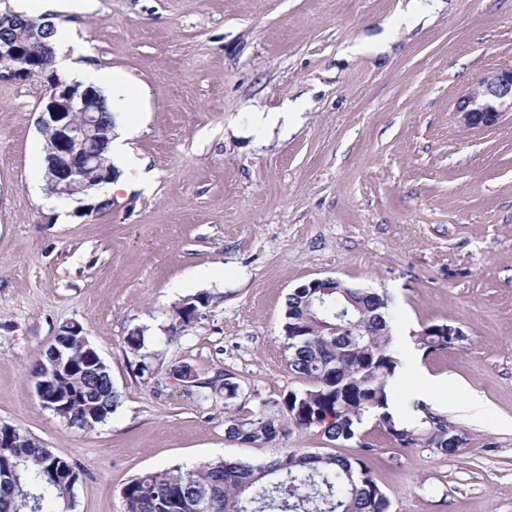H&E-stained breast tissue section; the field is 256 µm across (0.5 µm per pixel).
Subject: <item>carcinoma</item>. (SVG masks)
Instances as JSON below:
<instances>
[{"mask_svg": "<svg viewBox=\"0 0 512 512\" xmlns=\"http://www.w3.org/2000/svg\"><path fill=\"white\" fill-rule=\"evenodd\" d=\"M23 26L0 17L1 39H22ZM311 289L288 294L283 331L290 365L308 387L289 391L278 399H263L246 415L229 410L239 395L232 380L219 373L189 381L199 399L208 401L224 392L226 440L241 445L275 449L270 460L253 462L218 460L202 466H173L135 476L122 488L124 512H192L198 493L213 497V512H390V501L360 458L283 446L294 432L322 424L331 442H350L366 416L388 408L390 383L399 366L395 340L388 319V297L346 283L331 292L338 306L363 312L368 318L359 329L347 328L332 336L319 331L309 319ZM208 305L198 295L176 309L175 333L195 322L192 310ZM414 347L427 354L449 349L442 325L425 327L413 336ZM70 394L69 414L78 416L90 405L109 419L120 404L109 371L85 358L61 385ZM448 421L429 412L414 424L402 427L423 434ZM0 465L16 468L13 483L0 487V512H17L22 497L38 502V512H55L51 505L73 497L76 468L68 460L31 441L4 449Z\"/></svg>", "mask_w": 512, "mask_h": 512, "instance_id": "1", "label": "carcinoma"}]
</instances>
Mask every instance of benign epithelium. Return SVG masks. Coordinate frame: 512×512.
Returning <instances> with one entry per match:
<instances>
[{
  "mask_svg": "<svg viewBox=\"0 0 512 512\" xmlns=\"http://www.w3.org/2000/svg\"><path fill=\"white\" fill-rule=\"evenodd\" d=\"M55 64L54 48L49 46L42 55L31 53L19 42H0V78L27 80L44 76L45 66ZM101 93L92 86L85 88L76 82H67L57 72H52L48 81V92L37 127L51 146V165L46 180L53 192L74 199L78 192L88 194L98 186V180L90 173L99 172V151L105 140L99 116ZM458 122L468 129H488L499 125L504 117L512 118V66L485 72L455 103ZM96 143L98 149L87 150V145ZM312 315L334 334L339 324L352 321L346 310H333L324 298H315ZM63 335L76 337V344L83 355L92 361L99 360L97 351L90 345L83 327L78 323L63 326ZM54 367L47 370L40 389L55 384L72 369L71 341L64 340L54 346Z\"/></svg>",
  "mask_w": 512,
  "mask_h": 512,
  "instance_id": "7a95c632",
  "label": "benign epithelium"
}]
</instances>
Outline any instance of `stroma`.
Wrapping results in <instances>:
<instances>
[{"label": "stroma", "instance_id": "obj_1", "mask_svg": "<svg viewBox=\"0 0 512 512\" xmlns=\"http://www.w3.org/2000/svg\"><path fill=\"white\" fill-rule=\"evenodd\" d=\"M398 3L57 0L86 63L136 90L109 103L152 186L105 210L42 203L48 85L0 80V425L75 464L68 512H122L146 470L272 457L228 442L223 400L199 401L171 369L232 372L248 409L306 388L284 303L325 277L388 296L401 367L455 379L430 410L469 441L451 456L404 448L370 417L360 443L315 426L289 447L362 455L391 512H512V123L471 131L454 115L486 70L512 65V0H421L389 51L349 55ZM296 100L292 130H255L256 112ZM198 294L203 318L173 333ZM72 322L122 395L91 431L44 409L31 374ZM440 323L464 344L411 356L408 336ZM136 328L142 358L126 344ZM473 392L488 413L467 421L456 409ZM190 305L194 307L195 310H203L208 305V299L204 295H198L190 301H187L182 306L176 309L175 314V323L172 325L173 333H178L186 330L191 324L195 322V319L192 317V310L190 309Z\"/></svg>", "mask_w": 512, "mask_h": 512}]
</instances>
